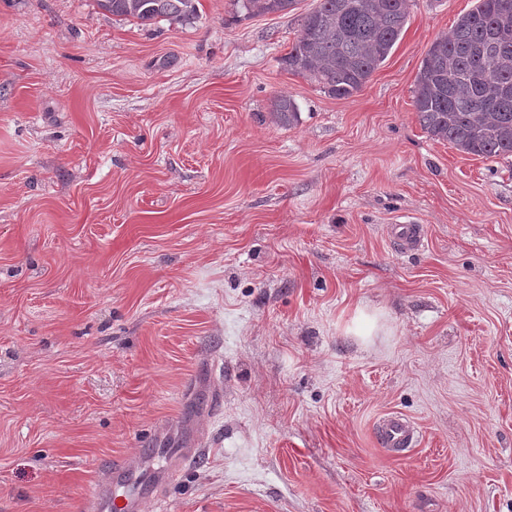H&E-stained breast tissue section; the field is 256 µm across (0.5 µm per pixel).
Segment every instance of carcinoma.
<instances>
[{"label": "carcinoma", "instance_id": "1", "mask_svg": "<svg viewBox=\"0 0 512 512\" xmlns=\"http://www.w3.org/2000/svg\"><path fill=\"white\" fill-rule=\"evenodd\" d=\"M249 16L288 13L298 0H236ZM412 0H318L301 19L285 68L330 96L360 92L387 58L407 23ZM114 16L143 25L184 23L196 0H98ZM413 106L422 129L437 141L483 158L512 156V0H476L450 36L428 48ZM272 119L291 126L295 103L277 97Z\"/></svg>", "mask_w": 512, "mask_h": 512}]
</instances>
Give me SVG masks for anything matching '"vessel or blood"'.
Returning <instances> with one entry per match:
<instances>
[{"label":"vessel or blood","mask_w":512,"mask_h":512,"mask_svg":"<svg viewBox=\"0 0 512 512\" xmlns=\"http://www.w3.org/2000/svg\"><path fill=\"white\" fill-rule=\"evenodd\" d=\"M377 439L383 448L398 453L413 447L415 428L403 417H386L377 428ZM168 472L154 474L149 482L133 480L130 469L123 465L107 468L83 504L84 512H140L144 493H157L167 481Z\"/></svg>","instance_id":"obj_1"}]
</instances>
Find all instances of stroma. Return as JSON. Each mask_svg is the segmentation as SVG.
Masks as SVG:
<instances>
[{
    "instance_id": "35a3bbf8",
    "label": "stroma",
    "mask_w": 512,
    "mask_h": 512,
    "mask_svg": "<svg viewBox=\"0 0 512 512\" xmlns=\"http://www.w3.org/2000/svg\"><path fill=\"white\" fill-rule=\"evenodd\" d=\"M316 4L0 0V512H80L117 460L178 470L143 512H512V157L413 107L475 0H413L348 98L282 63ZM197 0H98L101 9L114 16L134 18L142 25L157 19L172 24L191 20L197 13ZM236 2L248 16L288 13L295 10L298 5V0H236ZM272 119L281 125L290 126L298 121L299 112L290 98L276 97L272 105ZM377 439L383 448L390 452L400 453L415 444V427L405 418L391 415L377 427Z\"/></svg>"
}]
</instances>
